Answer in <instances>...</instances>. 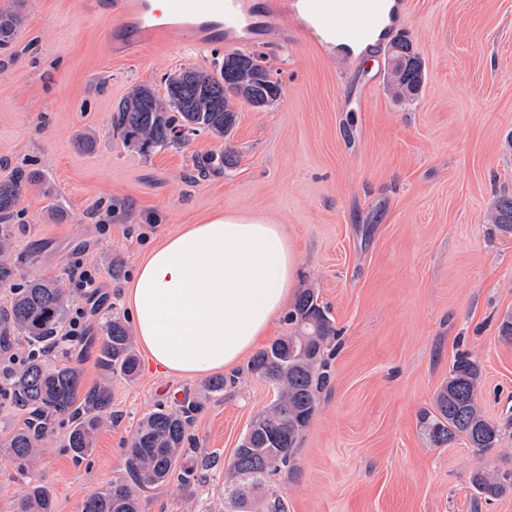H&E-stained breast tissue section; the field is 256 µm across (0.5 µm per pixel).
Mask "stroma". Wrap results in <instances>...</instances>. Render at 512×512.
Masks as SVG:
<instances>
[{
  "mask_svg": "<svg viewBox=\"0 0 512 512\" xmlns=\"http://www.w3.org/2000/svg\"><path fill=\"white\" fill-rule=\"evenodd\" d=\"M19 35L0 53V177L25 164L42 175L17 204L10 259L19 277L68 282L84 260L104 301L89 320L129 317L136 263L168 234L214 212L284 225L297 259L288 299L313 290L336 322L332 384L303 433L294 475L275 484L286 512H512V492L474 502L470 474L512 472V233L495 223L512 197V0H410L400 30L425 65L419 93L394 96L389 51L348 56L306 33L257 42L281 83L277 101L239 100L231 136L200 134L150 157L114 138L111 116L138 84L211 68L220 45L149 40L105 50L114 0H0ZM231 153L222 174L191 184L194 155ZM124 273L113 278L112 264ZM482 370L479 402L501 432L478 452L465 439L434 446L420 423L458 353ZM223 393L205 378L141 367L113 378L112 423L74 461L66 424L37 443V473L55 512L125 476L123 448L158 405L202 401L189 430L205 460L194 486L145 492V512H224V471L273 385L236 368Z\"/></svg>",
  "mask_w": 512,
  "mask_h": 512,
  "instance_id": "1",
  "label": "stroma"
}]
</instances>
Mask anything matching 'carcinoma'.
<instances>
[{"instance_id":"obj_1","label":"carcinoma","mask_w":512,"mask_h":512,"mask_svg":"<svg viewBox=\"0 0 512 512\" xmlns=\"http://www.w3.org/2000/svg\"><path fill=\"white\" fill-rule=\"evenodd\" d=\"M17 24L16 15L0 13L1 51L11 47ZM391 55L388 82L397 98H410L422 84V63L403 37L393 41ZM260 59L253 52H233L224 55L211 72L170 71L161 79L162 95L149 84L134 86L112 114V134L125 148L144 157L161 148L185 145L190 136L200 133L224 140L235 122L232 99L242 98L262 108L280 96L279 82ZM229 161L226 151L201 155L188 179L204 180L224 170ZM38 180V171L23 167L0 179V256L12 245L19 196ZM497 224L512 232V198L499 205ZM17 272L18 266L0 260V288L13 294L10 309L0 322L8 335L22 336L32 351L9 374L7 383L11 400L27 418L5 439L3 448L29 479L27 493L15 512H54L45 483L31 474L36 441L51 418L65 419L69 422L65 447L78 461L88 457L105 417L112 415V377L135 379L140 361L129 328L121 317L110 316L97 342L104 381L82 389L79 364L68 360L51 364L47 360L74 302L73 291L57 280L42 278L19 284ZM286 319L293 331L260 350L250 364L252 372L276 386L277 396L253 418L234 449L225 474L224 512H283L271 477L283 469L293 473L300 438L317 410L320 394L332 379L329 359L338 333L334 319L314 291L306 289L299 294ZM480 375L479 364L470 354L455 357L448 381L435 395L433 411L422 416L435 444L462 437L480 452L497 447L499 429L484 417L477 401ZM201 408V402L193 401L180 409L160 406L142 416L123 449L128 479L91 493L82 512H142L141 493L173 476L183 487H190L199 463L188 428ZM470 482L475 495L488 500L512 488V476H499L482 467L472 471Z\"/></svg>"}]
</instances>
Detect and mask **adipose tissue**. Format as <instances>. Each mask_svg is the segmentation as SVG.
Returning <instances> with one entry per match:
<instances>
[{"mask_svg":"<svg viewBox=\"0 0 512 512\" xmlns=\"http://www.w3.org/2000/svg\"><path fill=\"white\" fill-rule=\"evenodd\" d=\"M296 268L286 229L262 217L216 212L167 236L128 290L147 360L185 377L232 368L284 308Z\"/></svg>","mask_w":512,"mask_h":512,"instance_id":"obj_1","label":"adipose tissue"}]
</instances>
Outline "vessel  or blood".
I'll return each mask as SVG.
<instances>
[{"label":"vessel or blood","mask_w":512,"mask_h":512,"mask_svg":"<svg viewBox=\"0 0 512 512\" xmlns=\"http://www.w3.org/2000/svg\"><path fill=\"white\" fill-rule=\"evenodd\" d=\"M408 0H124L122 39L113 51L158 38L194 32L202 45L223 39L226 48L242 46L245 35L304 31L317 43L345 50L372 43L387 44L401 27Z\"/></svg>","instance_id":"b4317fda"}]
</instances>
